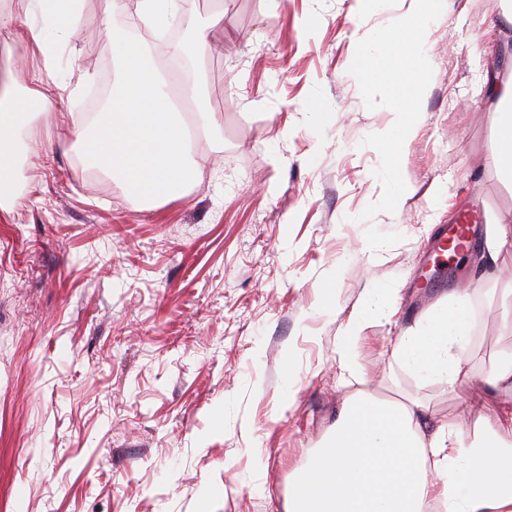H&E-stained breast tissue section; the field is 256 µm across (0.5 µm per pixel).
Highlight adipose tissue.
<instances>
[{"instance_id": "adipose-tissue-1", "label": "adipose tissue", "mask_w": 512, "mask_h": 512, "mask_svg": "<svg viewBox=\"0 0 512 512\" xmlns=\"http://www.w3.org/2000/svg\"><path fill=\"white\" fill-rule=\"evenodd\" d=\"M40 23H13L25 52L40 56L47 74L56 70V49L81 23L66 0H30ZM494 161L512 184V82L494 83ZM40 95L20 94L0 83V199L14 197L18 137ZM472 286L427 311L420 326L397 337L393 356L417 375L455 384L469 377ZM373 305L358 306L337 346L347 356L372 315H389L391 291L373 287ZM485 384L503 396L497 413L468 429L456 421L438 426L423 403L359 396L345 402L334 424L289 481L285 512H512V357L491 369Z\"/></svg>"}]
</instances>
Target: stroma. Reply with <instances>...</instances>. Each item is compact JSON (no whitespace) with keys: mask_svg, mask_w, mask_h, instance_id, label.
Instances as JSON below:
<instances>
[{"mask_svg":"<svg viewBox=\"0 0 512 512\" xmlns=\"http://www.w3.org/2000/svg\"><path fill=\"white\" fill-rule=\"evenodd\" d=\"M449 3L428 29L433 77L402 157L411 191L368 222L383 187L363 140L392 116L366 107L349 72L353 31L407 0L365 17L359 0H190L186 22L224 15L199 50L219 126L197 137L188 193L150 210L96 176L77 110L0 31V80L50 102L22 132L23 197L0 207V512H285L294 468L358 393L419 400L440 424L498 409L482 379L512 352V300L494 287L512 274V223L497 259L479 247L439 294L473 283L471 376L451 386L392 357L432 305L415 278L435 227L467 210L483 239L512 213L485 86L491 70L512 78V25L502 0ZM314 12L321 25L306 27ZM116 29L165 70L162 43L103 0H82L61 70L116 83ZM372 282L399 289V312L366 321L350 374L336 346Z\"/></svg>","mask_w":512,"mask_h":512,"instance_id":"stroma-1","label":"stroma"}]
</instances>
